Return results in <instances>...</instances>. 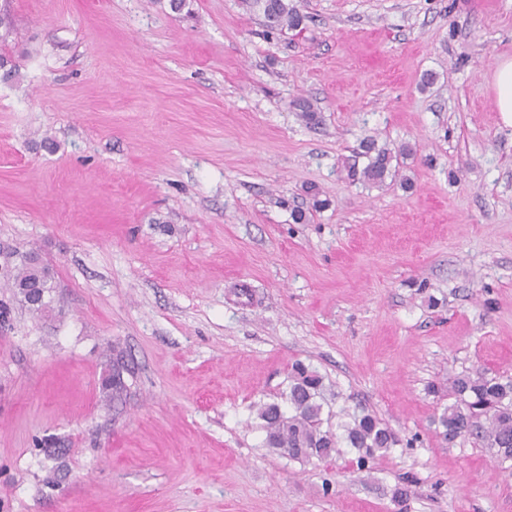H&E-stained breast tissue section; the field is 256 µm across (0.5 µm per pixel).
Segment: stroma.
I'll return each instance as SVG.
<instances>
[{
  "instance_id": "stroma-1",
  "label": "stroma",
  "mask_w": 512,
  "mask_h": 512,
  "mask_svg": "<svg viewBox=\"0 0 512 512\" xmlns=\"http://www.w3.org/2000/svg\"><path fill=\"white\" fill-rule=\"evenodd\" d=\"M295 2L270 34L245 0H13L0 267L54 279L48 316L0 279V512H512L439 425L449 377L512 376V0ZM370 138L412 149L375 185ZM298 361L395 433L371 473L268 447ZM490 85L493 90L497 112L502 120L512 126V57L500 59L491 74Z\"/></svg>"
}]
</instances>
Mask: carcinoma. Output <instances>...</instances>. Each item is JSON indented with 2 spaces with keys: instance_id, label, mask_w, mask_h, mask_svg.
Wrapping results in <instances>:
<instances>
[{
  "instance_id": "cac0c4a2",
  "label": "carcinoma",
  "mask_w": 512,
  "mask_h": 512,
  "mask_svg": "<svg viewBox=\"0 0 512 512\" xmlns=\"http://www.w3.org/2000/svg\"><path fill=\"white\" fill-rule=\"evenodd\" d=\"M13 0H0V43L7 42L14 31ZM249 8L262 18L271 33L300 28L305 16L294 0H248ZM368 163L361 170L364 180L381 183L397 159L391 150L380 147L373 139L363 142ZM38 279V270L21 257L20 265L7 277L20 303H26L22 288ZM288 410L277 403L260 406L269 447L291 459L309 461L329 459L349 448L356 454L359 471H371L369 461L390 452L398 439L394 432L371 414H350L341 423L338 434L323 429V406L318 402L323 389L322 376L309 366L297 362L292 369ZM455 403L439 417L442 435L448 443L471 436L487 443L501 469L512 474V377H489L484 373L463 374L450 381Z\"/></svg>"
}]
</instances>
